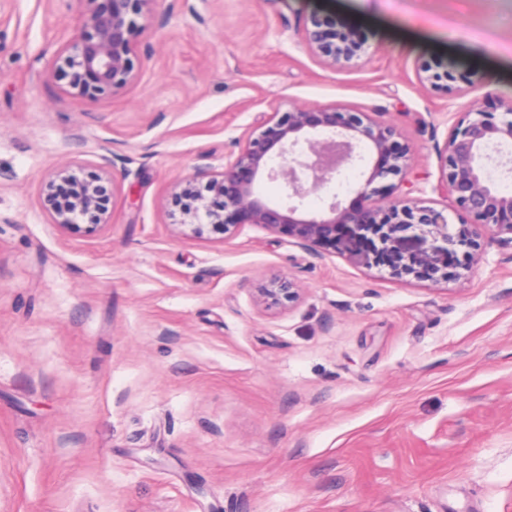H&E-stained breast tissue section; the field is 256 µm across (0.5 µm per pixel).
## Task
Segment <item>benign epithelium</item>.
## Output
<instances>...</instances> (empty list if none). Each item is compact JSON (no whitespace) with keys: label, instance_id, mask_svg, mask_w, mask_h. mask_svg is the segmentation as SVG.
I'll use <instances>...</instances> for the list:
<instances>
[{"label":"benign epithelium","instance_id":"1","mask_svg":"<svg viewBox=\"0 0 512 512\" xmlns=\"http://www.w3.org/2000/svg\"><path fill=\"white\" fill-rule=\"evenodd\" d=\"M84 5L81 32L57 53L56 72L69 92L96 101L134 78L132 56L139 27L135 16L147 0H78ZM305 46L327 63L343 66L365 53L351 30L318 18L298 31ZM422 85L448 94L459 91L449 67L427 66ZM393 128L365 112L335 106L268 112L259 128L236 141L238 153L219 172L199 171L181 190L178 234L204 230L232 235L244 224L283 234L317 254L323 249L365 267H383L392 278L412 276L448 281L469 271L487 236L512 245V195L500 191L489 170L492 153L512 145V105L497 116L472 109L435 143L441 161L439 189L450 203L438 209L396 195L406 183L410 149L397 144ZM360 168L353 202L330 196L318 209L307 207L311 194L324 191L345 169ZM101 176L89 182L68 169L42 186L44 207L64 232L81 229L90 217L91 232L108 224L113 195L112 157L100 156ZM398 182H393V179ZM280 184L282 199L268 203L257 191L263 180ZM458 216L449 220L448 211ZM261 298L298 299V289L283 278L256 288Z\"/></svg>","mask_w":512,"mask_h":512}]
</instances>
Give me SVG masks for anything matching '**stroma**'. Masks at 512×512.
Wrapping results in <instances>:
<instances>
[{"label":"stroma","instance_id":"1","mask_svg":"<svg viewBox=\"0 0 512 512\" xmlns=\"http://www.w3.org/2000/svg\"><path fill=\"white\" fill-rule=\"evenodd\" d=\"M81 10L0 0V512H512L511 247L434 284L172 226L277 108L393 127L443 202L435 143L512 102V0H146L136 79L97 101L49 76ZM314 17L365 54L313 56ZM437 64L463 95L420 84ZM106 152L108 225L62 232L42 179ZM274 277L299 299L257 301Z\"/></svg>","mask_w":512,"mask_h":512}]
</instances>
